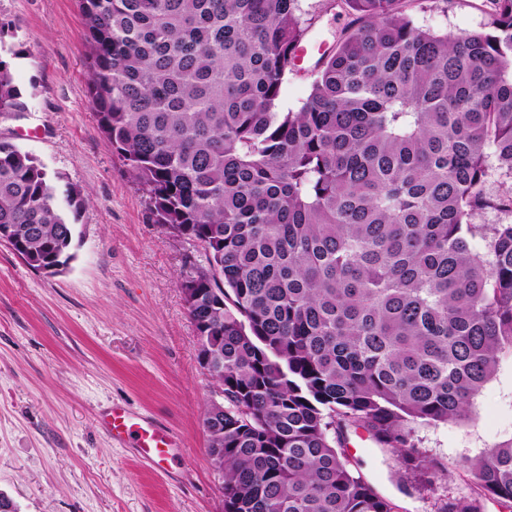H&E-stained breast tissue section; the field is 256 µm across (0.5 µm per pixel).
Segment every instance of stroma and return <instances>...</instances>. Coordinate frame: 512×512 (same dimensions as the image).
<instances>
[{"mask_svg": "<svg viewBox=\"0 0 512 512\" xmlns=\"http://www.w3.org/2000/svg\"><path fill=\"white\" fill-rule=\"evenodd\" d=\"M300 0L309 43L329 47L350 16ZM483 0H428L420 26L480 30ZM5 42L24 111L0 115V139L38 158L85 206L75 258L49 276L0 244V493L17 512H224L202 416L220 385L197 358L179 281L202 251L152 221L146 195L113 153L89 103L79 0H0ZM122 403L182 443L165 469L112 441L95 416ZM512 439V355L475 398L463 423L413 426L417 452L444 463L429 487L366 432L345 450L353 470L391 497L397 512H434L468 479L467 463Z\"/></svg>", "mask_w": 512, "mask_h": 512, "instance_id": "stroma-1", "label": "stroma"}]
</instances>
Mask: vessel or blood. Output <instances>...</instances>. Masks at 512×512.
I'll return each instance as SVG.
<instances>
[{"mask_svg": "<svg viewBox=\"0 0 512 512\" xmlns=\"http://www.w3.org/2000/svg\"><path fill=\"white\" fill-rule=\"evenodd\" d=\"M102 427L115 440L132 438L137 453L161 465L177 456L180 442L174 433L129 408L115 404L100 417Z\"/></svg>", "mask_w": 512, "mask_h": 512, "instance_id": "1", "label": "vessel or blood"}]
</instances>
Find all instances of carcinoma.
Listing matches in <instances>:
<instances>
[{"label":"carcinoma","mask_w":512,"mask_h":512,"mask_svg":"<svg viewBox=\"0 0 512 512\" xmlns=\"http://www.w3.org/2000/svg\"><path fill=\"white\" fill-rule=\"evenodd\" d=\"M423 2L337 0L351 25L285 112L299 0H81L99 129L206 258L189 316L219 337L224 512H395L349 430L411 461V424L465 420L512 352V0L465 36L417 26ZM10 53L0 28V114L23 109ZM2 227L75 258L54 179L7 141ZM467 472L437 512L512 505V441Z\"/></svg>","instance_id":"cac0c4a2"}]
</instances>
